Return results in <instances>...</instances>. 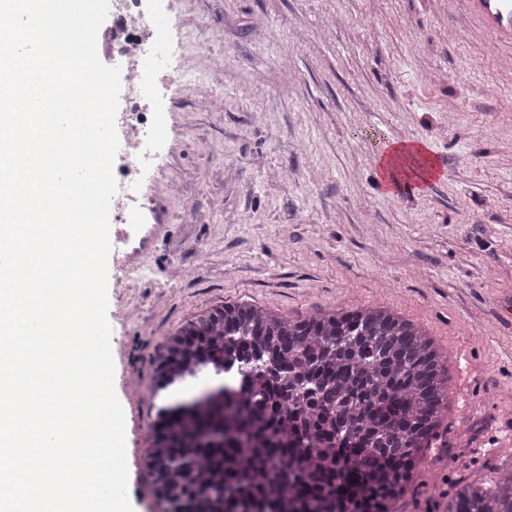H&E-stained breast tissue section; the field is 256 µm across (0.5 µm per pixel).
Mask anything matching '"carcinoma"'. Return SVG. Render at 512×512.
Returning a JSON list of instances; mask_svg holds the SVG:
<instances>
[{
    "mask_svg": "<svg viewBox=\"0 0 512 512\" xmlns=\"http://www.w3.org/2000/svg\"><path fill=\"white\" fill-rule=\"evenodd\" d=\"M228 364L237 393L204 389L150 425L166 512H397L448 413L447 359L389 309L213 307L166 339L157 389ZM445 512H512V469L452 483Z\"/></svg>",
    "mask_w": 512,
    "mask_h": 512,
    "instance_id": "carcinoma-1",
    "label": "carcinoma"
}]
</instances>
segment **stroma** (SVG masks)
Here are the masks:
<instances>
[{
  "mask_svg": "<svg viewBox=\"0 0 512 512\" xmlns=\"http://www.w3.org/2000/svg\"><path fill=\"white\" fill-rule=\"evenodd\" d=\"M165 12L166 75L142 100L163 129L112 214L170 225L110 272L115 391L133 512L149 472L155 360L194 314L248 302L290 316L377 306L450 361L447 446L399 512H444L449 479L512 467V37L474 0H142ZM438 169L388 194L385 143ZM167 293L164 307L153 304Z\"/></svg>",
  "mask_w": 512,
  "mask_h": 512,
  "instance_id": "stroma-1",
  "label": "stroma"
}]
</instances>
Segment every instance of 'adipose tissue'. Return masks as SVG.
I'll return each mask as SVG.
<instances>
[{"label": "adipose tissue", "instance_id": "1", "mask_svg": "<svg viewBox=\"0 0 512 512\" xmlns=\"http://www.w3.org/2000/svg\"><path fill=\"white\" fill-rule=\"evenodd\" d=\"M377 163L382 181L388 189H395L402 181L419 182L436 174L428 147L421 142L394 141L388 143Z\"/></svg>", "mask_w": 512, "mask_h": 512}]
</instances>
